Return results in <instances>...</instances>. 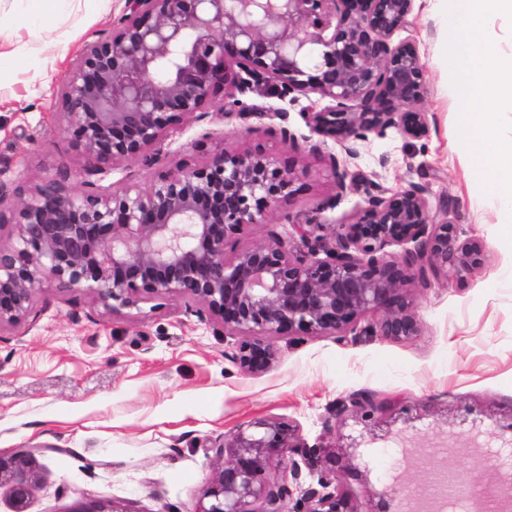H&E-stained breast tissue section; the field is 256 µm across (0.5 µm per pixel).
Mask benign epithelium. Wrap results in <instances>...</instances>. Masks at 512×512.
Returning <instances> with one entry per match:
<instances>
[{
	"label": "benign epithelium",
	"mask_w": 512,
	"mask_h": 512,
	"mask_svg": "<svg viewBox=\"0 0 512 512\" xmlns=\"http://www.w3.org/2000/svg\"><path fill=\"white\" fill-rule=\"evenodd\" d=\"M414 0H126L112 34L87 45L63 80L68 131L100 173L150 152L192 120L206 117L215 90L238 94L266 88L281 101L317 93L333 104L302 118L319 135L366 141L395 129L428 134L420 108L427 68L412 39L393 43L408 25ZM282 122L284 144L297 137ZM338 194L360 191L365 206L330 236L323 225L279 211L296 172L261 152L220 147L201 167L165 171L147 186L123 182L108 191H76L68 175L9 199L0 180V324L28 312L36 290L87 288L119 313L161 295L188 300L186 310L241 336L233 363L262 374L278 359L274 338L379 335L408 340L419 332L412 285L427 274L461 278L483 261L482 246L460 238L459 225L434 222L426 189L412 184L387 194L360 174L340 170ZM248 224H289L305 250L274 232L226 253ZM413 244L403 257L386 251ZM366 325H361V322ZM390 401L358 392L335 415L369 417ZM214 477L196 512H356L341 470L359 475L340 447L309 446L281 417L243 423L215 444ZM25 447L0 456V483L11 486L16 512L38 486L35 454ZM300 460H294V457ZM288 463V474L270 475ZM319 474L293 499L301 467ZM69 512H128L120 501L86 499Z\"/></svg>",
	"instance_id": "7a95c632"
}]
</instances>
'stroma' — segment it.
<instances>
[{
  "label": "stroma",
  "instance_id": "35a3bbf8",
  "mask_svg": "<svg viewBox=\"0 0 512 512\" xmlns=\"http://www.w3.org/2000/svg\"><path fill=\"white\" fill-rule=\"evenodd\" d=\"M124 5L63 0L44 31L35 23L43 0H0V160L12 188L30 195L64 170L77 190L88 181L146 185L167 169L204 164L216 147L257 148L296 169L290 213L347 224L364 196L339 193L336 159L391 192L426 186L432 216L460 224L484 260L463 279L416 287L417 336L284 335L277 362L259 375L230 360L231 337L187 313L185 299L157 297L115 315L84 288L37 290L23 319L0 325V455L49 448L25 512H68L86 496L123 501L129 512H195L213 476L215 440L267 416L294 421L311 445L358 437L348 454L360 475L343 479L356 512H408V493L420 490L436 495L442 512H472L470 495L450 499L440 479L449 473L479 488L503 475L487 449L500 446L512 420V246L500 235L508 215L473 177L472 148L459 139L441 0H414L403 31L427 66V137L391 130L348 144L320 136L300 117L324 106L311 93L287 107L293 149L269 114L277 98L247 93L245 114L226 117L219 92L204 120L166 141L165 156L95 175L67 130L62 79L88 44L111 34ZM361 391L394 401L391 427L369 433L332 418L340 400Z\"/></svg>",
  "mask_w": 512,
  "mask_h": 512
}]
</instances>
